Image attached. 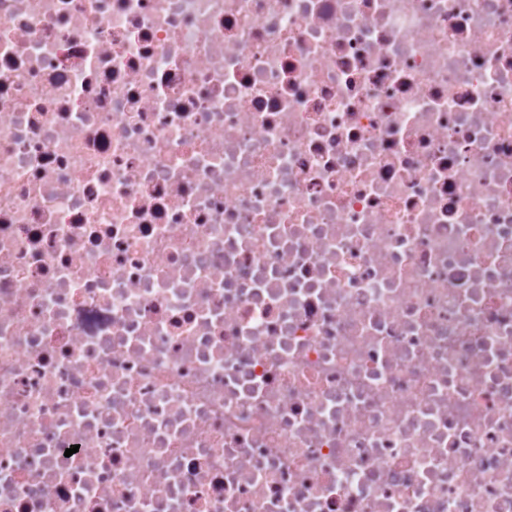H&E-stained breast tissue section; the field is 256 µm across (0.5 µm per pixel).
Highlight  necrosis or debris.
<instances>
[{"label":"necrosis or debris","mask_w":512,"mask_h":512,"mask_svg":"<svg viewBox=\"0 0 512 512\" xmlns=\"http://www.w3.org/2000/svg\"><path fill=\"white\" fill-rule=\"evenodd\" d=\"M0 512H512V0H0Z\"/></svg>","instance_id":"obj_1"}]
</instances>
